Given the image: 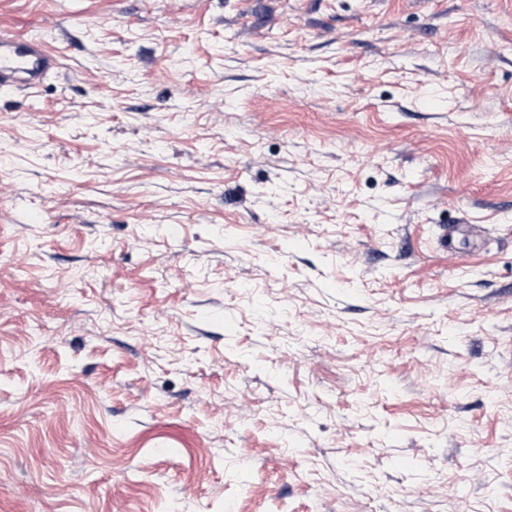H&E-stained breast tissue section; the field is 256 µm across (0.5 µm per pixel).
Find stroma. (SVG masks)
<instances>
[{
  "mask_svg": "<svg viewBox=\"0 0 512 512\" xmlns=\"http://www.w3.org/2000/svg\"><path fill=\"white\" fill-rule=\"evenodd\" d=\"M1 30L0 512H512V0ZM59 68V53L44 41L0 32V91L36 89Z\"/></svg>",
  "mask_w": 512,
  "mask_h": 512,
  "instance_id": "stroma-1",
  "label": "stroma"
}]
</instances>
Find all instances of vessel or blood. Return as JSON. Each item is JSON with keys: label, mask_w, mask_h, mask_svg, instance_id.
<instances>
[{"label": "vessel or blood", "mask_w": 512, "mask_h": 512, "mask_svg": "<svg viewBox=\"0 0 512 512\" xmlns=\"http://www.w3.org/2000/svg\"><path fill=\"white\" fill-rule=\"evenodd\" d=\"M60 68V56L47 43L0 32V91L31 90Z\"/></svg>", "instance_id": "vessel-or-blood-1"}]
</instances>
